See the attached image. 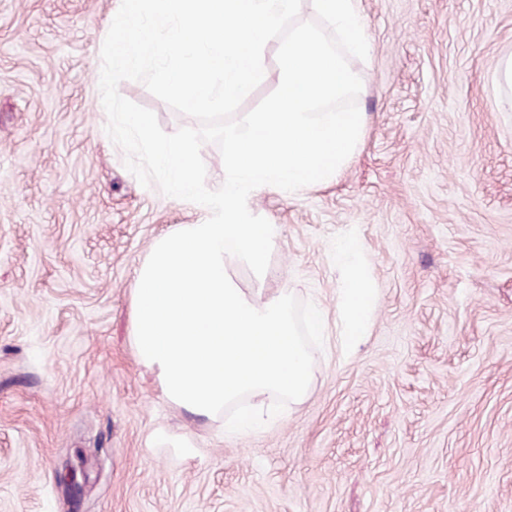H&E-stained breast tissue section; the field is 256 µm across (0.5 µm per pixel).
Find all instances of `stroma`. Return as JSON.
Wrapping results in <instances>:
<instances>
[{
  "instance_id": "stroma-1",
  "label": "stroma",
  "mask_w": 512,
  "mask_h": 512,
  "mask_svg": "<svg viewBox=\"0 0 512 512\" xmlns=\"http://www.w3.org/2000/svg\"><path fill=\"white\" fill-rule=\"evenodd\" d=\"M121 0H0V512H512V0H362L363 143L330 182L253 192L263 279L336 323V242L377 290L369 333L314 352L308 398L257 434L167 402L131 288L198 204L142 186L95 72ZM168 133L195 126L125 80ZM193 433L195 448L169 437ZM82 455L79 489L56 473Z\"/></svg>"
}]
</instances>
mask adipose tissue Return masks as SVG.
Returning a JSON list of instances; mask_svg holds the SVG:
<instances>
[{"mask_svg":"<svg viewBox=\"0 0 512 512\" xmlns=\"http://www.w3.org/2000/svg\"><path fill=\"white\" fill-rule=\"evenodd\" d=\"M360 251V244L351 237L336 244V264L341 272L336 297V341L345 351L367 334L376 306L373 289L354 263Z\"/></svg>","mask_w":512,"mask_h":512,"instance_id":"1","label":"adipose tissue"}]
</instances>
